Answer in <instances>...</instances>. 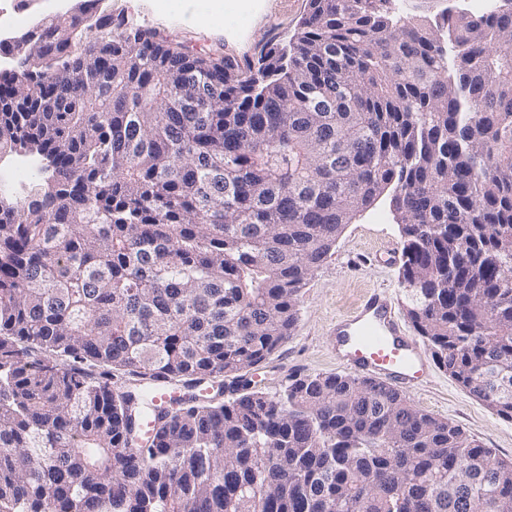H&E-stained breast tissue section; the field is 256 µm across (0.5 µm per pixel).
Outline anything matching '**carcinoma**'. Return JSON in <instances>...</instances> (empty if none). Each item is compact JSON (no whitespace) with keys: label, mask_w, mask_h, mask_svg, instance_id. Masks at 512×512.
I'll return each mask as SVG.
<instances>
[{"label":"carcinoma","mask_w":512,"mask_h":512,"mask_svg":"<svg viewBox=\"0 0 512 512\" xmlns=\"http://www.w3.org/2000/svg\"><path fill=\"white\" fill-rule=\"evenodd\" d=\"M0 53V156L49 173L0 198V512H512V460L399 391L251 379L388 196L407 317L512 420V0H307L245 64L82 0ZM490 368L485 376V387L486 391L491 398H494L500 402L505 399L511 400L512 386L509 376H504V372L498 371V364L490 362L488 364Z\"/></svg>","instance_id":"carcinoma-1"}]
</instances>
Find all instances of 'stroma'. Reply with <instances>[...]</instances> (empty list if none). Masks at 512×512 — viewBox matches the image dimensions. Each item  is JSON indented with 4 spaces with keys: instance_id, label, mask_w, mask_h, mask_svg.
I'll return each instance as SVG.
<instances>
[{
    "instance_id": "35a3bbf8",
    "label": "stroma",
    "mask_w": 512,
    "mask_h": 512,
    "mask_svg": "<svg viewBox=\"0 0 512 512\" xmlns=\"http://www.w3.org/2000/svg\"><path fill=\"white\" fill-rule=\"evenodd\" d=\"M306 0H252L242 13L236 0H224V25L210 31L194 27L190 14L169 7L167 0H112V10L129 22L155 28L187 40L200 51L218 48L238 58L254 59L268 43L286 40L302 17ZM402 248L400 226L388 202L382 201L337 239L322 265L300 293L298 325L293 333L253 374L268 393L279 392L289 378L345 373L329 343V330L337 315L350 310L360 296L374 288L390 292L403 304L400 262H377L385 244ZM410 401L434 416L459 425L496 456L512 460V421L494 415L481 401L462 389L438 364H431L423 386L411 392Z\"/></svg>"
}]
</instances>
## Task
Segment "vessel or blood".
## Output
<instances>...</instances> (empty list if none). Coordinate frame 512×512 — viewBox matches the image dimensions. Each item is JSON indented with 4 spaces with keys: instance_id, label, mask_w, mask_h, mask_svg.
<instances>
[{
    "instance_id": "b4317fda",
    "label": "vessel or blood",
    "mask_w": 512,
    "mask_h": 512,
    "mask_svg": "<svg viewBox=\"0 0 512 512\" xmlns=\"http://www.w3.org/2000/svg\"><path fill=\"white\" fill-rule=\"evenodd\" d=\"M331 334L346 367L384 386L412 391L429 373L425 355L385 291L366 292L350 313L337 318Z\"/></svg>"
}]
</instances>
